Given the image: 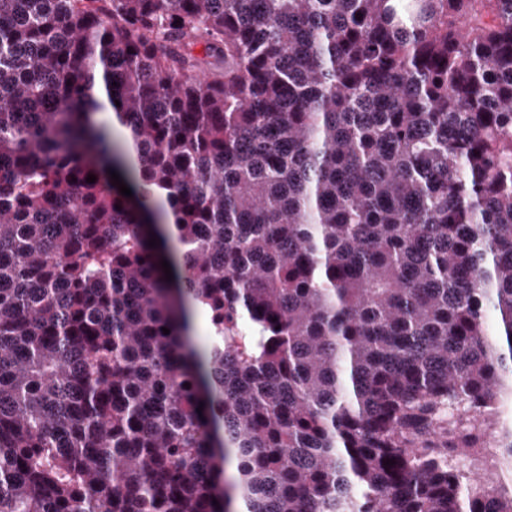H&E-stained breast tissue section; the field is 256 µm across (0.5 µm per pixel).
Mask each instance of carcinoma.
Returning a JSON list of instances; mask_svg holds the SVG:
<instances>
[{"label": "carcinoma", "instance_id": "cac0c4a2", "mask_svg": "<svg viewBox=\"0 0 512 512\" xmlns=\"http://www.w3.org/2000/svg\"><path fill=\"white\" fill-rule=\"evenodd\" d=\"M506 402L512 0H0V512H512Z\"/></svg>", "mask_w": 512, "mask_h": 512}]
</instances>
